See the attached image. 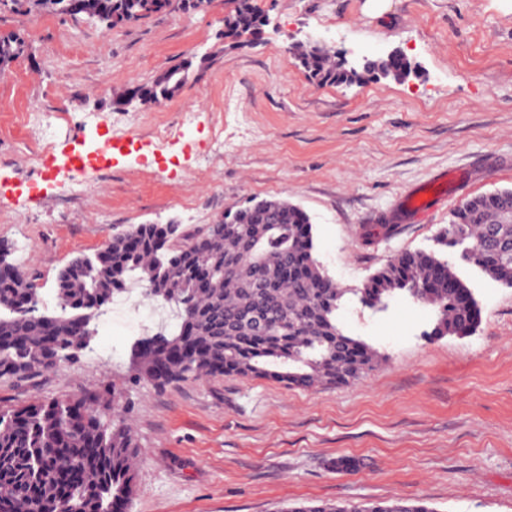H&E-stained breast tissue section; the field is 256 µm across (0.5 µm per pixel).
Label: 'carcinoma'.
Returning a JSON list of instances; mask_svg holds the SVG:
<instances>
[{
  "label": "carcinoma",
  "mask_w": 512,
  "mask_h": 512,
  "mask_svg": "<svg viewBox=\"0 0 512 512\" xmlns=\"http://www.w3.org/2000/svg\"><path fill=\"white\" fill-rule=\"evenodd\" d=\"M18 9L44 6L70 16L101 0H11ZM169 0H112V25L146 18L164 10ZM262 23L251 0H239L225 23L224 36L253 34ZM19 35H0V67L25 55ZM319 85L364 83L411 72L403 54L366 61L362 69L332 60L319 43L294 54ZM180 81L155 77L141 87L146 101L170 100L186 84L187 68L177 67ZM512 210V188L472 197L452 213L445 247L462 255L491 279L512 286V253L479 246L489 226L512 238L502 223ZM167 224H130L112 236L102 253L71 259L56 276L61 309L58 328L65 336H47L45 316L22 318L10 310L35 286L27 273L0 278V376L25 377L51 368L48 359L73 351L82 340L81 322L92 323L112 296L129 283L147 298L170 307L176 331L160 333L133 348L135 378L155 384L226 376L267 378L285 385L311 388L346 383L372 370L377 352L349 336L336 323V311L347 290L324 271L314 255L313 227L308 215L286 200H251L208 225L199 238L173 246ZM424 278L430 287L416 295L411 285ZM361 301L377 312L388 310L397 295L430 305L436 322L428 336H454L480 310L448 259L435 252L404 251L377 269L364 287ZM262 314L264 327L256 325ZM97 396L67 397L0 411V502L11 512H53L63 491L58 470L73 460L85 466L84 483L68 488L79 512H126L136 490L137 445L121 419H104ZM277 512H435L409 498L380 503H290Z\"/></svg>",
  "instance_id": "obj_1"
}]
</instances>
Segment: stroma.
Returning a JSON list of instances; mask_svg holds the SVG:
<instances>
[{"label":"stroma","mask_w":512,"mask_h":512,"mask_svg":"<svg viewBox=\"0 0 512 512\" xmlns=\"http://www.w3.org/2000/svg\"><path fill=\"white\" fill-rule=\"evenodd\" d=\"M254 34L224 37L238 0L161 12L105 33L86 17L0 5V33L26 54L0 73V243L59 310L60 268L131 224L190 237L252 199L282 198L313 225L314 254L346 295L337 319L380 360L346 384L306 390L273 380L135 381L138 317L103 311L89 347L56 367L0 378V408L98 395L138 446L129 512H278L294 501L409 497L435 512H512V287L455 261L481 309L467 337H431L436 311L394 297L365 306L357 288L404 250H430L464 199L512 188V0H252ZM350 64L403 51V82H311L287 51L309 38ZM188 64L181 93L120 110L101 90L141 86ZM66 113L51 151L32 108ZM170 136L158 141L155 130ZM223 125L224 139L214 128ZM504 159L488 169L487 158ZM444 187L426 221L377 243L363 227L413 191Z\"/></svg>","instance_id":"stroma-1"}]
</instances>
